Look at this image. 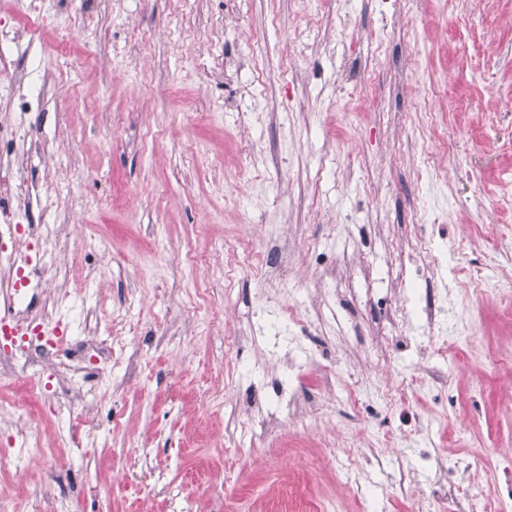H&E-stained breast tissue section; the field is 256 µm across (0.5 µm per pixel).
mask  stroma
<instances>
[{"label": "stroma", "mask_w": 512, "mask_h": 512, "mask_svg": "<svg viewBox=\"0 0 512 512\" xmlns=\"http://www.w3.org/2000/svg\"><path fill=\"white\" fill-rule=\"evenodd\" d=\"M81 2L69 42L13 49L51 81L28 168L62 226L28 301L75 317L77 351L98 315L112 358L84 448L68 415L0 416L49 450L0 491L362 512L361 466L385 512H439L456 457L512 449V0ZM401 466L414 492L387 496Z\"/></svg>", "instance_id": "1"}]
</instances>
